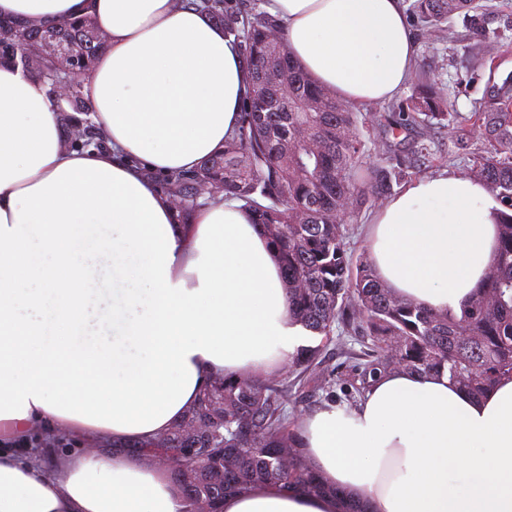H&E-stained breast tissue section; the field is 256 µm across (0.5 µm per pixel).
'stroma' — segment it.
Listing matches in <instances>:
<instances>
[{
	"label": "stroma",
	"mask_w": 512,
	"mask_h": 512,
	"mask_svg": "<svg viewBox=\"0 0 512 512\" xmlns=\"http://www.w3.org/2000/svg\"><path fill=\"white\" fill-rule=\"evenodd\" d=\"M494 5L478 19L454 14L448 20V34L441 37L414 31V72L448 86L447 126L433 135L434 165L421 169V177L442 173L468 176L476 161L491 146L478 136H465L458 118L469 116L486 92L487 67L483 60L494 57L497 76L512 72V0H493Z\"/></svg>",
	"instance_id": "stroma-1"
}]
</instances>
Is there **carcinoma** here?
Listing matches in <instances>:
<instances>
[{
	"label": "carcinoma",
	"instance_id": "1",
	"mask_svg": "<svg viewBox=\"0 0 512 512\" xmlns=\"http://www.w3.org/2000/svg\"><path fill=\"white\" fill-rule=\"evenodd\" d=\"M209 16L234 37L252 76L237 126L218 152L191 171L161 180V192L177 223L214 201H235L274 246L283 273L288 311L326 342L363 338V350L348 353L342 384L355 398L374 379L403 369L427 374L448 369L451 381L480 395L496 380L512 375V74L489 78L478 110L462 130L494 143L493 154L474 170L502 206L498 251L478 291L460 312L429 310L394 294L377 277L371 260L354 256L353 225L363 211L387 197L393 183L409 177L413 164H430L435 153L431 131L448 124L446 90L417 77L412 95L398 105L389 125L393 135L416 125L421 138L407 157L373 158L370 115L317 83L288 52L279 19L264 0H176ZM488 9L482 0H412L410 12L420 30L448 33V17ZM96 27L80 17L54 24L0 18V61L21 65L56 94L68 87L70 112L61 114L66 146L98 147L102 139L85 118V86L104 42ZM73 46L61 67L46 60L27 62L29 46L49 35ZM83 115L78 119L73 113ZM317 347L288 360L294 383L331 387L336 378L318 370ZM303 413L286 379L218 377L208 383L186 416L146 444L157 460L195 449L175 470L184 496L183 512L200 503L212 507L227 494L256 484L312 494L332 493L342 512H367L317 472L309 469L299 426Z\"/></svg>",
	"mask_w": 512,
	"mask_h": 512
}]
</instances>
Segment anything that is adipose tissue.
I'll use <instances>...</instances> for the list:
<instances>
[{
	"label": "adipose tissue",
	"instance_id": "ef3b65f1",
	"mask_svg": "<svg viewBox=\"0 0 512 512\" xmlns=\"http://www.w3.org/2000/svg\"><path fill=\"white\" fill-rule=\"evenodd\" d=\"M291 56L337 97L392 98L413 46L401 0H267ZM91 15L106 35L86 85L104 144L64 148L47 84L0 63V512H182L167 468L126 447L180 422L205 385L281 373L306 329L276 254L237 204L180 224L143 169L222 149L249 87L233 37L174 0H0V16ZM498 204L451 173L376 215L377 276L460 310L495 258ZM84 439L58 474L15 452L33 430ZM309 466L370 512H512V377L476 398L447 371L380 377L301 429ZM332 495L259 484L223 512H339Z\"/></svg>",
	"mask_w": 512,
	"mask_h": 512
}]
</instances>
